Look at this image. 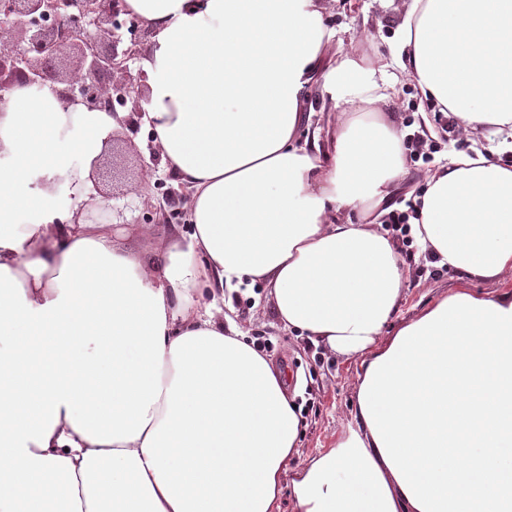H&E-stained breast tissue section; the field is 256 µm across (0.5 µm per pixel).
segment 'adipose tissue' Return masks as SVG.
<instances>
[{
  "instance_id": "adipose-tissue-1",
  "label": "adipose tissue",
  "mask_w": 512,
  "mask_h": 512,
  "mask_svg": "<svg viewBox=\"0 0 512 512\" xmlns=\"http://www.w3.org/2000/svg\"><path fill=\"white\" fill-rule=\"evenodd\" d=\"M154 31L144 123L190 191L192 233L158 267L75 224L85 159L117 129L50 89L0 105V512H512V290L448 293L394 324L409 270L372 213L406 186L404 131L372 120L392 80L321 65L324 0H125ZM463 132L512 150V0H411L392 59ZM329 107L302 142V101ZM63 176L57 197L39 178ZM412 245L512 278V165L450 158ZM261 283L282 326L359 366L353 423L299 458L300 420L219 301Z\"/></svg>"
}]
</instances>
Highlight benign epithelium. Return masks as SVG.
I'll return each instance as SVG.
<instances>
[{
    "label": "benign epithelium",
    "instance_id": "benign-epithelium-1",
    "mask_svg": "<svg viewBox=\"0 0 512 512\" xmlns=\"http://www.w3.org/2000/svg\"><path fill=\"white\" fill-rule=\"evenodd\" d=\"M126 15L124 0H0V33L8 44L0 48V104L16 88L48 86L69 110L82 105L117 116L120 129L105 141L119 140L120 131L141 125L145 75L132 73L130 63L141 58L144 42L152 30L133 19L136 32L124 42L118 31ZM116 179L111 169L101 168L100 158L90 163L88 180L94 194L76 213L85 224H110L119 229L127 224H170L175 212L159 209L151 217H127L137 210L131 200L117 202L100 188Z\"/></svg>",
    "mask_w": 512,
    "mask_h": 512
}]
</instances>
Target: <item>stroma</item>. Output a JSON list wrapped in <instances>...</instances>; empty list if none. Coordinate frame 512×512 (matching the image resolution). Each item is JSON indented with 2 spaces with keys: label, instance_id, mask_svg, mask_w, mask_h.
<instances>
[{
  "label": "stroma",
  "instance_id": "obj_1",
  "mask_svg": "<svg viewBox=\"0 0 512 512\" xmlns=\"http://www.w3.org/2000/svg\"><path fill=\"white\" fill-rule=\"evenodd\" d=\"M406 3L407 0H327V24L335 33L327 64H337L348 52L359 55L366 67L373 65L377 58L389 56ZM388 109L399 125L411 126L415 131L427 126L436 130L428 169H436L454 153L487 155L491 152L493 136L490 133H462L451 138L442 132L438 113L431 102L405 79H398ZM150 154L148 133L142 130L131 135L128 142L116 144L113 161L129 174L124 189L142 195L155 207L163 200L161 186L169 182L170 175L162 161L151 160ZM141 155L149 159L148 180L144 183L135 174L137 158ZM118 243L123 249L160 266L167 258L169 230L167 225L155 224L144 233L134 224L125 229ZM408 267L409 279L395 316L399 322L415 318L436 299L459 288L483 295H495L507 288L512 290V281L472 280L445 269L433 272L431 266L419 258L409 262ZM242 295L248 298V306L230 303L225 305L224 313L247 336L270 340L268 359L287 373L290 398L306 404L301 417L299 457L303 460L313 457L331 447L352 421L357 366L355 362L327 353L306 337L285 330L275 315L266 288L248 286Z\"/></svg>",
  "mask_w": 512,
  "mask_h": 512
}]
</instances>
